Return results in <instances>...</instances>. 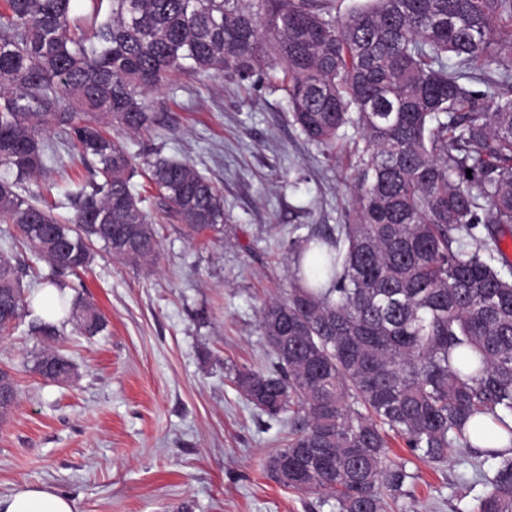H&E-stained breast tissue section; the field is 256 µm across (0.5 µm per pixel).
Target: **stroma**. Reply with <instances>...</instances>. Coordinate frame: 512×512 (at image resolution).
Returning <instances> with one entry per match:
<instances>
[{
  "label": "stroma",
  "instance_id": "35a3bbf8",
  "mask_svg": "<svg viewBox=\"0 0 512 512\" xmlns=\"http://www.w3.org/2000/svg\"><path fill=\"white\" fill-rule=\"evenodd\" d=\"M149 101L153 125L129 146L188 160L222 186L224 241L189 240L149 196L158 258L136 265L97 244L80 275L107 328H63L55 347L72 380L37 373L43 343L27 326L0 337V368L20 389L0 423V495L24 483L66 495L76 512H315L314 496L265 470L287 435L231 387L228 370L265 363L256 309L288 288V232L344 223V173L293 125L265 68L243 78L185 72ZM15 236L0 224V253L40 292L49 267ZM460 473L452 460L420 465L419 505L450 512Z\"/></svg>",
  "mask_w": 512,
  "mask_h": 512
}]
</instances>
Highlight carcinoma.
Masks as SVG:
<instances>
[{
    "instance_id": "cac0c4a2",
    "label": "carcinoma",
    "mask_w": 512,
    "mask_h": 512,
    "mask_svg": "<svg viewBox=\"0 0 512 512\" xmlns=\"http://www.w3.org/2000/svg\"><path fill=\"white\" fill-rule=\"evenodd\" d=\"M0 0V223L51 268L55 308L94 336L100 313L62 280L91 245L138 264L159 252L133 179L204 243L224 193L191 163L147 161L119 134L152 125L150 91L180 72L244 77L264 62L292 119L346 154L351 222L289 231L287 292L262 302L271 354L229 376L288 442L266 469L328 512H408L413 461L465 469L451 512H512V0ZM501 68L476 88L475 75ZM56 132L96 179L60 219L21 191ZM0 335L29 321L54 381L61 321L36 312L0 256ZM410 457L390 456L389 435Z\"/></svg>"
}]
</instances>
